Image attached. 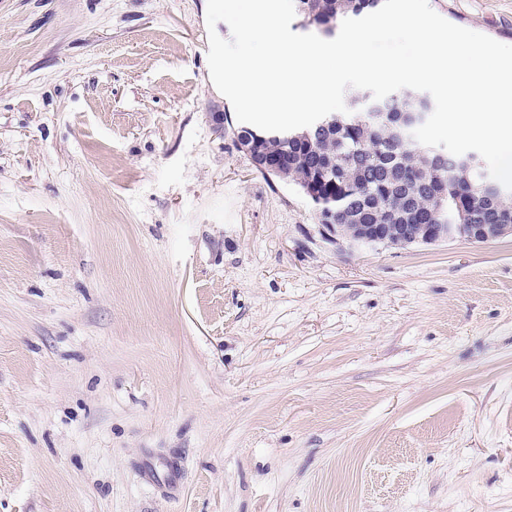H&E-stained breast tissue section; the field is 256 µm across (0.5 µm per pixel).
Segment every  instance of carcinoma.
I'll use <instances>...</instances> for the list:
<instances>
[{"mask_svg": "<svg viewBox=\"0 0 512 512\" xmlns=\"http://www.w3.org/2000/svg\"><path fill=\"white\" fill-rule=\"evenodd\" d=\"M383 0H296L302 27L326 34L346 18L378 10ZM420 93L396 92L375 100L350 93V113L315 141L271 132L256 158L276 156L275 173L307 192L316 211H332L342 224H511L512 195L477 192L476 169L440 165L428 147L398 124L402 113L423 112Z\"/></svg>", "mask_w": 512, "mask_h": 512, "instance_id": "1", "label": "carcinoma"}]
</instances>
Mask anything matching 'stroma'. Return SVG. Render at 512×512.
I'll use <instances>...</instances> for the list:
<instances>
[{"instance_id": "1", "label": "stroma", "mask_w": 512, "mask_h": 512, "mask_svg": "<svg viewBox=\"0 0 512 512\" xmlns=\"http://www.w3.org/2000/svg\"><path fill=\"white\" fill-rule=\"evenodd\" d=\"M206 10L0 0V512H512V235L326 242Z\"/></svg>"}]
</instances>
